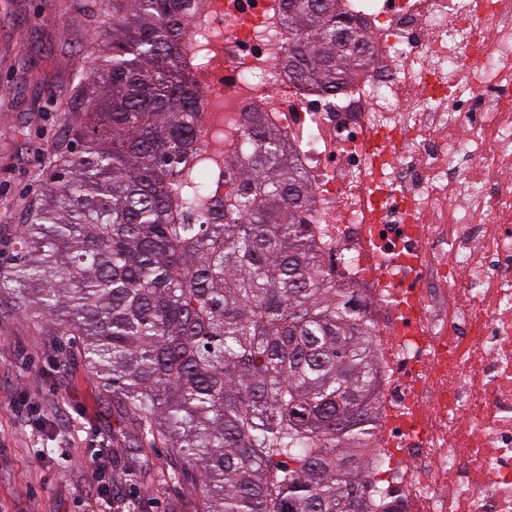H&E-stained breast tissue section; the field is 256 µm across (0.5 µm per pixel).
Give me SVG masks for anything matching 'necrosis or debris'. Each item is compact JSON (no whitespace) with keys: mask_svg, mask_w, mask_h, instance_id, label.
<instances>
[{"mask_svg":"<svg viewBox=\"0 0 512 512\" xmlns=\"http://www.w3.org/2000/svg\"><path fill=\"white\" fill-rule=\"evenodd\" d=\"M369 65L297 83L284 0H196L182 65L200 139L261 112L305 217L359 288L382 368L373 512H512V0H339Z\"/></svg>","mask_w":512,"mask_h":512,"instance_id":"necrosis-or-debris-1","label":"necrosis or debris"}]
</instances>
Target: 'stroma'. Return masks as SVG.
<instances>
[{
    "instance_id": "stroma-1",
    "label": "stroma",
    "mask_w": 512,
    "mask_h": 512,
    "mask_svg": "<svg viewBox=\"0 0 512 512\" xmlns=\"http://www.w3.org/2000/svg\"><path fill=\"white\" fill-rule=\"evenodd\" d=\"M111 17L102 0H0V279ZM80 349L0 293V512H108L107 478L130 512H203L199 472L176 449L134 443V419Z\"/></svg>"
}]
</instances>
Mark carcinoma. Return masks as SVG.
<instances>
[{"label": "carcinoma", "instance_id": "carcinoma-1", "mask_svg": "<svg viewBox=\"0 0 512 512\" xmlns=\"http://www.w3.org/2000/svg\"><path fill=\"white\" fill-rule=\"evenodd\" d=\"M192 2L112 0L111 59L81 72L12 291L81 339L140 439L201 471L205 512H368L355 450L375 436L381 379L366 304L330 276L302 222L309 186L260 113L213 181L180 64ZM285 2L299 83L334 89L365 65L336 46V0Z\"/></svg>", "mask_w": 512, "mask_h": 512}]
</instances>
